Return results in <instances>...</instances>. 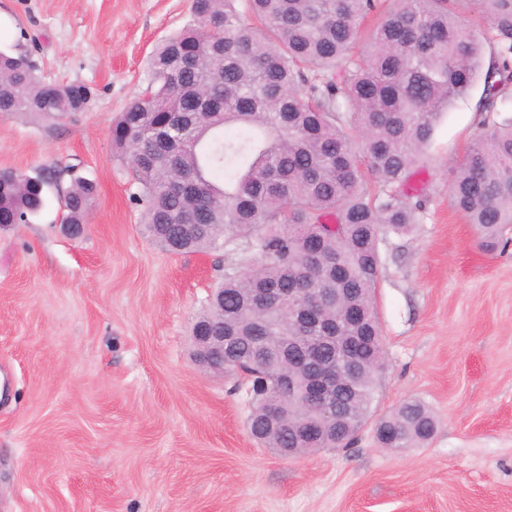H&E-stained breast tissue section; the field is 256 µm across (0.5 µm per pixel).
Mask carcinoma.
I'll use <instances>...</instances> for the list:
<instances>
[{
  "label": "carcinoma",
  "instance_id": "cac0c4a2",
  "mask_svg": "<svg viewBox=\"0 0 512 512\" xmlns=\"http://www.w3.org/2000/svg\"><path fill=\"white\" fill-rule=\"evenodd\" d=\"M458 0H192V21L162 41L151 80L112 125L115 156L128 165L144 204L145 233L173 252L224 248L251 274L225 273L224 308L208 305L192 332L224 324L235 337L224 368L251 379L248 428L263 446L347 448L371 417L385 369L376 288L381 245L404 236L427 198L409 185L455 98L478 79L476 111L490 114L512 88V0H479L496 56L481 71L475 24ZM370 52L354 49L371 16ZM85 83H47L28 56L0 50V113L58 120L88 109ZM448 187L451 205L474 225L488 252L507 245L512 225V119L482 121ZM52 173L0 172V225L21 224L45 206ZM96 183L77 178L63 224H83ZM309 282L336 340L312 343L317 362L347 350L357 386L336 392V428L310 439L316 408L288 397L278 380L293 366L280 357L304 335L288 290ZM279 289V301L255 299ZM279 419L269 427V410ZM436 421L407 401L376 424L384 448L426 444Z\"/></svg>",
  "mask_w": 512,
  "mask_h": 512
}]
</instances>
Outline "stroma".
Instances as JSON below:
<instances>
[{
  "instance_id": "stroma-1",
  "label": "stroma",
  "mask_w": 512,
  "mask_h": 512,
  "mask_svg": "<svg viewBox=\"0 0 512 512\" xmlns=\"http://www.w3.org/2000/svg\"><path fill=\"white\" fill-rule=\"evenodd\" d=\"M190 4L0 0V49L95 91L59 121L0 114V168L64 172L38 216L0 228V512H512V246L484 252L448 196L480 131L481 86L451 104L413 170L426 215L381 247L373 420L349 448L285 458L250 437L234 377L191 357L233 255L154 244L113 155V120ZM78 177L98 192L69 233L62 197ZM414 399L434 437L380 447L376 418Z\"/></svg>"
}]
</instances>
